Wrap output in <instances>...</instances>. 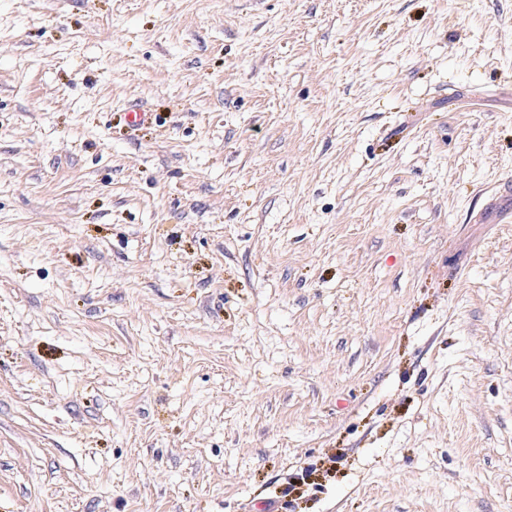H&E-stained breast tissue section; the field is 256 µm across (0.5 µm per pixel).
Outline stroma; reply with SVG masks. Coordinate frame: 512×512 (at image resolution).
<instances>
[{"label":"stroma","instance_id":"obj_1","mask_svg":"<svg viewBox=\"0 0 512 512\" xmlns=\"http://www.w3.org/2000/svg\"><path fill=\"white\" fill-rule=\"evenodd\" d=\"M505 177L512 0H0V512H512Z\"/></svg>","mask_w":512,"mask_h":512}]
</instances>
